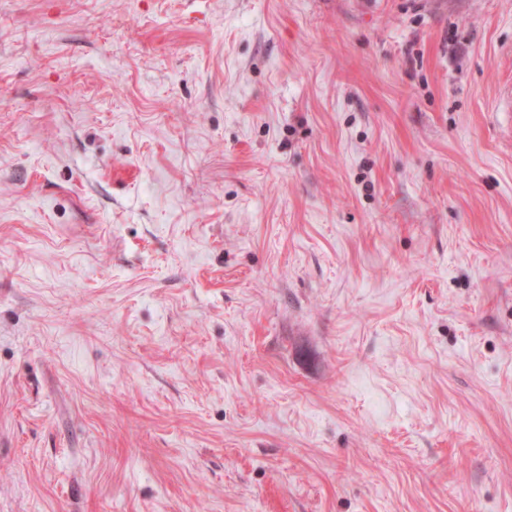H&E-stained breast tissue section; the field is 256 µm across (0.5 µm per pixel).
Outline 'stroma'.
Wrapping results in <instances>:
<instances>
[{
    "label": "stroma",
    "mask_w": 512,
    "mask_h": 512,
    "mask_svg": "<svg viewBox=\"0 0 512 512\" xmlns=\"http://www.w3.org/2000/svg\"><path fill=\"white\" fill-rule=\"evenodd\" d=\"M512 0H0V512H512Z\"/></svg>",
    "instance_id": "35a3bbf8"
}]
</instances>
